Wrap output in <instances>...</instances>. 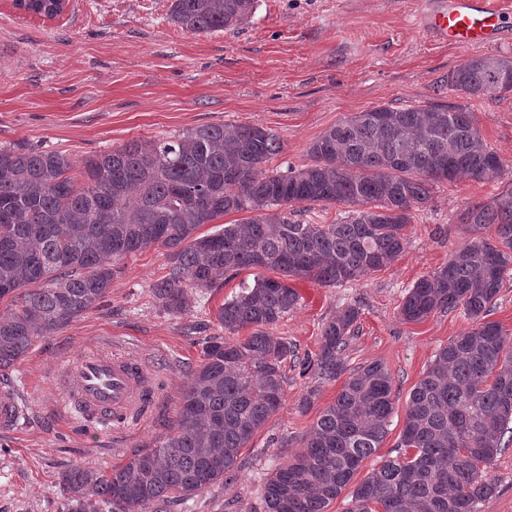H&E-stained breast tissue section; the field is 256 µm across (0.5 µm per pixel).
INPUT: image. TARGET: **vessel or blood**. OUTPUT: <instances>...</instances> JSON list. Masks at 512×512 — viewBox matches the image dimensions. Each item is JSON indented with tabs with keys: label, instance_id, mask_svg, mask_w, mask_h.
<instances>
[{
	"label": "vessel or blood",
	"instance_id": "obj_1",
	"mask_svg": "<svg viewBox=\"0 0 512 512\" xmlns=\"http://www.w3.org/2000/svg\"><path fill=\"white\" fill-rule=\"evenodd\" d=\"M426 18L432 32L459 47L492 43L502 24L493 0H448ZM67 371L63 409L105 430L118 433L140 424L158 398L155 379L133 357L91 351L68 364Z\"/></svg>",
	"mask_w": 512,
	"mask_h": 512
}]
</instances>
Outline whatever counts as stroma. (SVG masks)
<instances>
[{"mask_svg": "<svg viewBox=\"0 0 512 512\" xmlns=\"http://www.w3.org/2000/svg\"><path fill=\"white\" fill-rule=\"evenodd\" d=\"M499 2V40L464 48L425 27L418 0H256L243 24L200 35L168 22L171 0H69L51 21L0 0V146L58 151L78 167L128 142L156 141L201 124H258L284 145L269 168L301 170L311 163L310 144L345 116L383 104L454 102L449 70L473 57H512V0ZM473 110L504 162L502 180L437 186L408 224L403 252L382 270L336 287L292 279L297 303L274 330L298 355L313 354L323 325L359 304L355 332L341 354L346 374L383 363L396 398L388 434L362 463L360 480L396 456L411 389L437 350L471 326L456 310L409 323L399 308L408 288L470 239L456 221L459 208L512 187V97L491 93L474 101ZM121 268L104 302L36 340L0 379V402L24 411L18 426L0 427V512H67L63 472L75 465L108 472L148 449L175 419L206 339L223 335L219 307L255 276L246 269L214 287L190 289L191 310L168 314L150 292L169 271L165 249L127 257ZM91 349L135 355L156 376L159 399L146 423L103 435L59 411L64 363ZM283 370V404L242 449L233 483L209 486L172 512H260L267 476L299 452L301 436L345 383L302 373L293 362ZM307 395L312 405L300 410ZM490 472L498 490L478 512H512V447Z\"/></svg>", "mask_w": 512, "mask_h": 512, "instance_id": "stroma-1", "label": "stroma"}]
</instances>
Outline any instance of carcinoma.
Segmentation results:
<instances>
[{
    "instance_id": "1",
    "label": "carcinoma",
    "mask_w": 512,
    "mask_h": 512,
    "mask_svg": "<svg viewBox=\"0 0 512 512\" xmlns=\"http://www.w3.org/2000/svg\"><path fill=\"white\" fill-rule=\"evenodd\" d=\"M254 0H171L169 22L212 33L241 24ZM461 103L376 106L343 118L309 147L312 164L263 168L283 151L260 125L203 124L158 141H132L83 161L61 152L0 147V373L33 342L102 303L121 262L163 248L169 273L151 288L160 310L185 314L189 288H211L244 269H269L217 312L224 330L252 328L243 340L214 336L190 372L177 419L150 449L105 474L76 465L61 476L68 512H168L216 483L230 485L238 457L283 404L282 363L294 346L273 329L293 309L290 277L345 285L397 259L414 211L437 183L461 177L494 182L503 163L480 133L468 101L512 95V58L486 55L448 72ZM348 204L345 220L308 224L296 203ZM246 212L244 224L197 235L203 224ZM458 223L478 236L448 264L416 281L400 306L413 323L462 308L472 326L434 356L407 401L398 447L349 494L346 512H477L497 483L489 468L512 444V339L487 320L512 274V188L470 202ZM494 227L495 237L482 230ZM360 307L348 305L321 331L302 362L319 379L344 371L341 352ZM393 380L374 362L348 377L336 400L276 468L262 491L264 512H328L361 463L388 433Z\"/></svg>"
}]
</instances>
